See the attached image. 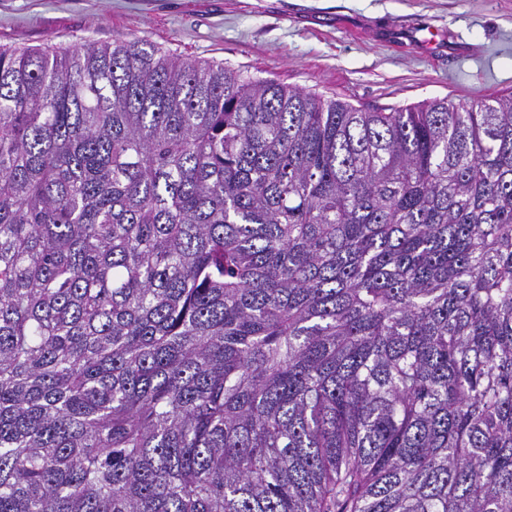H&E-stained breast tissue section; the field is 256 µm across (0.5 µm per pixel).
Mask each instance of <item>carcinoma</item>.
I'll list each match as a JSON object with an SVG mask.
<instances>
[{"mask_svg": "<svg viewBox=\"0 0 512 512\" xmlns=\"http://www.w3.org/2000/svg\"><path fill=\"white\" fill-rule=\"evenodd\" d=\"M0 512H512V94L0 47Z\"/></svg>", "mask_w": 512, "mask_h": 512, "instance_id": "obj_1", "label": "carcinoma"}]
</instances>
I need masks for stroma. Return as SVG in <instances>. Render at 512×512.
Returning <instances> with one entry per match:
<instances>
[{"label":"stroma","instance_id":"35a3bbf8","mask_svg":"<svg viewBox=\"0 0 512 512\" xmlns=\"http://www.w3.org/2000/svg\"><path fill=\"white\" fill-rule=\"evenodd\" d=\"M116 39L369 111L512 94V0H0V46Z\"/></svg>","mask_w":512,"mask_h":512}]
</instances>
